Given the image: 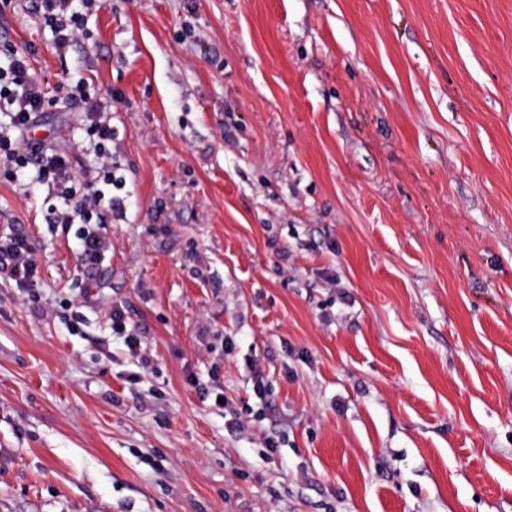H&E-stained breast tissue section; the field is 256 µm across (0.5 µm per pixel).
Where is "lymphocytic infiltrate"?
Returning a JSON list of instances; mask_svg holds the SVG:
<instances>
[{
  "mask_svg": "<svg viewBox=\"0 0 512 512\" xmlns=\"http://www.w3.org/2000/svg\"><path fill=\"white\" fill-rule=\"evenodd\" d=\"M70 2L41 0L44 24L59 46L66 45L81 24L77 13L71 12ZM69 97L83 105L89 120L87 132L97 140L99 163L80 174L74 171L67 151L47 147L30 137V130L37 126L51 100L23 57H9L6 66H0V112L8 116L14 135L8 139L0 137V164L6 165L15 176L28 166L36 167L37 182L48 186L57 200L48 209L47 223L76 225L77 256L91 269L111 246L104 227L111 223L112 213L102 201L106 187L113 183L112 154L108 149L112 140V116L108 102L91 93L86 83H76ZM0 266L8 268L16 288L23 291L35 288L38 261L25 235L0 236Z\"/></svg>",
  "mask_w": 512,
  "mask_h": 512,
  "instance_id": "f902f5d3",
  "label": "lymphocytic infiltrate"
}]
</instances>
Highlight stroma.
Masks as SVG:
<instances>
[{"mask_svg":"<svg viewBox=\"0 0 512 512\" xmlns=\"http://www.w3.org/2000/svg\"><path fill=\"white\" fill-rule=\"evenodd\" d=\"M71 8L59 47L13 0L0 46L75 169L70 85L111 100L112 248L0 175L39 262L0 270V512H512V0ZM110 320L112 322V334L122 338L129 356L132 360H137L138 367L145 369L149 360L142 354V336L134 327L127 328L124 314L118 304L112 305Z\"/></svg>","mask_w":512,"mask_h":512,"instance_id":"stroma-1","label":"stroma"}]
</instances>
